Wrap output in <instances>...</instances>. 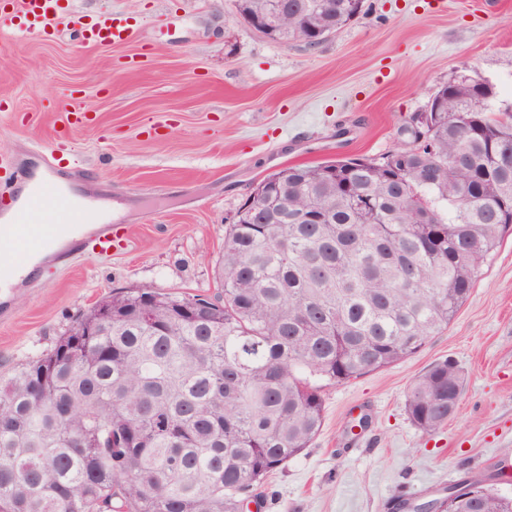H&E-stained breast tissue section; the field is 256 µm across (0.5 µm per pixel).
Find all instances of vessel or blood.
<instances>
[{
  "label": "vessel or blood",
  "instance_id": "1",
  "mask_svg": "<svg viewBox=\"0 0 512 512\" xmlns=\"http://www.w3.org/2000/svg\"><path fill=\"white\" fill-rule=\"evenodd\" d=\"M14 7L19 21L10 29L0 32V38L10 39L17 35L47 37L53 34L55 22L68 10L67 0H0V12ZM87 46L108 47L132 41L141 34L139 24L129 17L104 13L94 17L77 16L74 19ZM11 168L15 178V193L0 202V243L7 247L6 254L14 262L21 263L32 255L42 252L51 243L71 238L78 225H89L99 244L112 240V227L100 223L98 215L87 207L77 205L63 192L55 175L37 177L35 172L21 167H9L0 161V168ZM42 212L39 224L19 225L16 211Z\"/></svg>",
  "mask_w": 512,
  "mask_h": 512
}]
</instances>
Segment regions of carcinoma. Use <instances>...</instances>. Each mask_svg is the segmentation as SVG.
I'll list each match as a JSON object with an SVG mask.
<instances>
[{"mask_svg":"<svg viewBox=\"0 0 512 512\" xmlns=\"http://www.w3.org/2000/svg\"><path fill=\"white\" fill-rule=\"evenodd\" d=\"M286 12L263 36L309 47L363 0H237ZM418 121L425 142L380 159L292 165L228 225L221 293L129 288L82 313L46 354L0 378V512H241L244 496L319 433L322 388L417 354L448 328L512 231V113L465 74ZM102 312L112 329L79 336ZM41 402L29 396L32 383ZM465 379L447 360L410 384L422 432ZM420 512H512L478 486Z\"/></svg>","mask_w":512,"mask_h":512,"instance_id":"1","label":"carcinoma"}]
</instances>
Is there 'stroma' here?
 <instances>
[{"label": "stroma", "mask_w": 512, "mask_h": 512, "mask_svg": "<svg viewBox=\"0 0 512 512\" xmlns=\"http://www.w3.org/2000/svg\"><path fill=\"white\" fill-rule=\"evenodd\" d=\"M150 29L168 14L175 41L87 48L61 18L50 38L0 50V156L50 158L67 184L112 203L108 250L66 249L0 295V375L45 354L102 296L149 287L212 297L228 224L265 176L289 165L377 159L460 71L512 107V0H364L318 47L270 41L235 0H70ZM96 113L67 126L58 107ZM449 360L466 387L427 434L406 392ZM319 434L270 473L245 512H396L479 476L512 496V232L483 266L455 320L416 355L326 387Z\"/></svg>", "instance_id": "stroma-1"}]
</instances>
